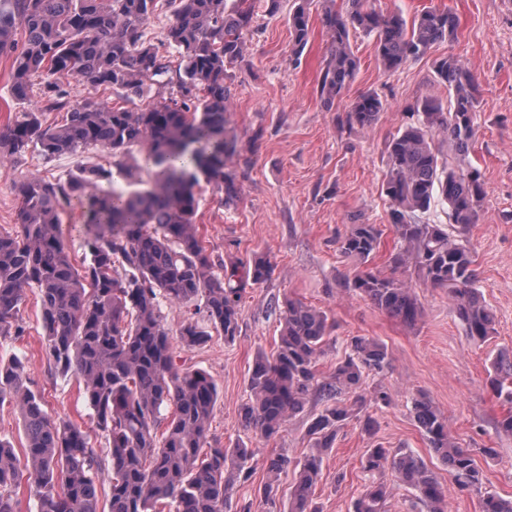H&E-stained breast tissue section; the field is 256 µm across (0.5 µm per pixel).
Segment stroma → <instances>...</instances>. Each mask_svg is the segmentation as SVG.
Returning <instances> with one entry per match:
<instances>
[{
	"label": "stroma",
	"instance_id": "stroma-1",
	"mask_svg": "<svg viewBox=\"0 0 512 512\" xmlns=\"http://www.w3.org/2000/svg\"><path fill=\"white\" fill-rule=\"evenodd\" d=\"M376 6L387 12L402 10L409 19L427 9L449 10L459 21L457 37L387 72L375 56L374 38L353 35L359 71L350 88L328 103L318 88L327 43L319 18L310 19L309 42L296 67L286 11L269 12L264 0H258L259 31L247 34L245 56L228 72L231 125L241 148V194L228 205L223 191L201 186L197 224L215 259L230 263L263 256L270 260L272 274L244 295L240 332L231 343L215 333L205 344L185 348L179 329L194 313L195 303L163 309L176 365L205 372L219 391L208 446L230 448L242 442L252 450V477L234 485L226 512L246 506L266 512L259 489L267 480L268 457L284 450L293 459H304L311 446L309 426L323 408L317 397H310L272 440L242 425L249 374L258 355L275 347L280 332L277 308L287 297L325 311L334 325L317 365L319 379L333 373L353 336L382 343L391 359L384 373L364 378L366 390L380 387L390 393V405H368L363 416L338 432L324 457L315 490L321 512H352L355 500L373 482L389 488L387 512H423L416 491L391 469L364 468L368 449L380 444L412 451L445 474L410 413L411 399L419 393L438 407L462 447L476 449L487 490L512 498V438L497 430L508 406L487 383L492 358L512 353V0H377ZM448 55L457 57L478 84L473 145L464 152L446 146L442 153L457 169H478L486 191L478 218L466 233L477 288L496 316V332L483 344L468 340L447 289L425 284L414 268L396 269L391 263L398 236L383 191L386 142L412 124L417 101H447L448 91L438 83L433 63ZM369 91L379 94L384 111L372 128L349 124L345 116L351 101ZM76 163L73 156L47 160L31 152L0 158V230L14 227L16 181L31 172L59 179ZM353 224L381 229L382 244L372 265L396 272L412 286L423 308L416 324L390 318L349 287L355 264L341 254L337 238ZM21 313L27 333L0 337V360L22 361L29 387L42 392L44 408L54 419L95 429L82 385L72 375L50 370L34 292H27ZM369 418L375 422L371 433L364 427ZM487 448L495 449L494 457L484 456Z\"/></svg>",
	"mask_w": 512,
	"mask_h": 512
}]
</instances>
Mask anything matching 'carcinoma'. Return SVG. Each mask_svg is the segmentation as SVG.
<instances>
[{"label":"carcinoma","instance_id":"obj_1","mask_svg":"<svg viewBox=\"0 0 512 512\" xmlns=\"http://www.w3.org/2000/svg\"><path fill=\"white\" fill-rule=\"evenodd\" d=\"M162 1L170 19L155 44L147 28ZM311 2L293 0L288 11L296 61L308 43ZM347 2L343 11L321 0L328 45L320 93L329 100L342 96L357 74L351 30L374 36L377 60L388 72L457 31L449 11L427 10L409 22L400 12L380 11L375 0ZM253 23L250 0H0V55L12 63L9 93L26 107L0 126V157L30 148L47 159L112 152L110 168L81 163L54 182L33 174L16 182L15 230L0 231V336L26 334L21 305L27 291L37 290L49 365L83 384L96 427L105 434L112 461L109 512H224L232 487L252 477V451L244 444L201 453L217 388L206 373L176 366L162 307L203 302L204 322L191 315L180 327L188 348L208 340L209 326L233 341L244 294L271 274L265 259L216 262L196 224L201 184L224 190L226 204L239 198L240 149L229 127L225 78L244 54L245 33L256 31ZM434 69L448 90V106L420 103L418 124L386 144L384 190L400 240L392 263L396 269L412 263L424 281L448 289L466 335L484 342L493 335L494 314L475 287L477 270L462 239L477 219L484 185L477 171L450 166L433 140L443 134L456 150L468 149L476 84L452 56L436 60ZM73 81L91 92L110 90L129 106L78 100ZM155 89L167 96L149 98ZM383 110L378 95L368 92L352 101L347 117L369 128ZM43 112H59L62 119L45 126ZM137 147L151 172L141 188L125 194L116 182L133 178L128 159ZM438 197L448 204L449 226L419 220ZM75 203L87 225L79 266L60 234ZM380 239L376 225L353 224L338 244L345 256L366 264ZM118 260L125 265L122 276L115 274ZM351 287L404 323L421 314L413 288L393 273L367 268L354 274ZM280 320L275 352L259 357L249 375L243 425L273 438L318 393L324 407L309 427L311 452L296 463L288 512H319L312 489L322 452L355 411L390 402L386 391L363 388L364 375L382 372L389 354L376 341L353 336L330 380L321 381L317 362L330 335L326 313L289 298ZM491 367V390L512 402V357L501 353ZM7 398L17 402L26 445L20 458L0 438V512H18L16 490L24 477L37 493L39 512H99V453L89 432L50 418L43 396L25 387L19 359L0 363V403ZM412 413L447 468L448 484L413 453L380 446L369 450L367 469L391 466L417 491L426 512H448L450 493L480 491L483 475L427 397L413 398ZM290 464L284 454L267 459L263 498L272 510L278 477ZM387 498L385 485L374 482L353 512H385ZM481 512H512V500L486 491Z\"/></svg>","mask_w":512,"mask_h":512}]
</instances>
